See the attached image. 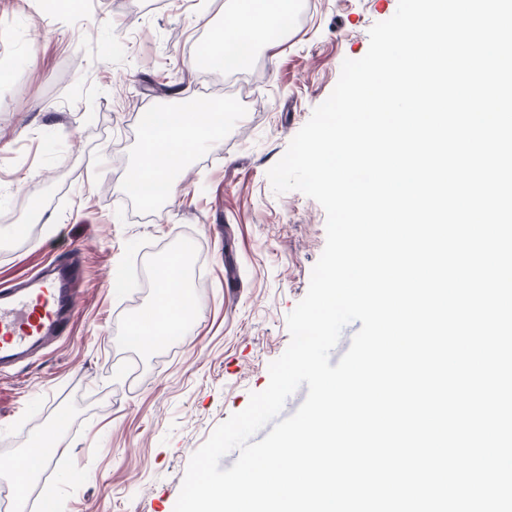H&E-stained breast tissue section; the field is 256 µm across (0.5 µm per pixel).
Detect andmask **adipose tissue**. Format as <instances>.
<instances>
[{"mask_svg": "<svg viewBox=\"0 0 512 512\" xmlns=\"http://www.w3.org/2000/svg\"><path fill=\"white\" fill-rule=\"evenodd\" d=\"M290 0H234L217 31L207 62L225 67L243 65L245 47L259 35L290 15ZM225 108L201 106L195 110L169 109L141 115L142 141L135 168L126 181L129 195L143 201L172 198L175 176L192 154L224 133ZM165 272L156 278V298L149 319L134 322L130 334L138 348L148 350L166 334L185 332L186 318L198 314L200 303L182 285V260L173 255L164 260Z\"/></svg>", "mask_w": 512, "mask_h": 512, "instance_id": "1", "label": "adipose tissue"}]
</instances>
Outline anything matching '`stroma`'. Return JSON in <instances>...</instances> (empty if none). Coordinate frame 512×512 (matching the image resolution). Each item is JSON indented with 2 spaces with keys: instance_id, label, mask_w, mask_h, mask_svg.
Segmentation results:
<instances>
[{
  "instance_id": "1",
  "label": "stroma",
  "mask_w": 512,
  "mask_h": 512,
  "mask_svg": "<svg viewBox=\"0 0 512 512\" xmlns=\"http://www.w3.org/2000/svg\"><path fill=\"white\" fill-rule=\"evenodd\" d=\"M397 6L298 0L255 71L233 75L193 64L226 0H71L62 12L0 0V284L54 255L80 270L71 335L0 376V452L27 451L69 416L35 501L174 512L192 454L267 388L326 243L323 207L275 193L267 172ZM217 98L224 135L178 173L173 199L129 197L140 112ZM184 246L204 282L200 313L186 336L130 347L129 326L154 302L153 263Z\"/></svg>"
}]
</instances>
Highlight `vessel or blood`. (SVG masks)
Wrapping results in <instances>:
<instances>
[{
    "label": "vessel or blood",
    "mask_w": 512,
    "mask_h": 512,
    "mask_svg": "<svg viewBox=\"0 0 512 512\" xmlns=\"http://www.w3.org/2000/svg\"><path fill=\"white\" fill-rule=\"evenodd\" d=\"M78 268L49 262L26 283L0 289V374L67 336L76 315Z\"/></svg>",
    "instance_id": "obj_1"
}]
</instances>
